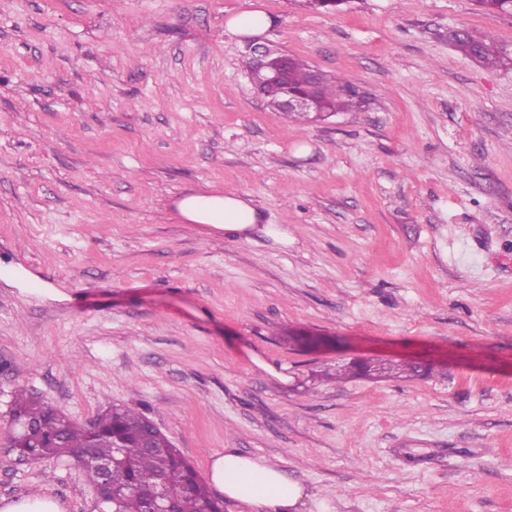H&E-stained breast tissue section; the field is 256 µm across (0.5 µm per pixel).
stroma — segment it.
Segmentation results:
<instances>
[{"mask_svg": "<svg viewBox=\"0 0 512 512\" xmlns=\"http://www.w3.org/2000/svg\"><path fill=\"white\" fill-rule=\"evenodd\" d=\"M247 9L369 105L269 108L226 27ZM190 187L263 222L181 223ZM356 358L437 375L328 381ZM20 388L81 423L137 408L202 476L217 450L264 458L299 512H512V15L0 0V499L98 512L80 468L9 451ZM448 39L467 57L483 65H496L500 62L497 42L491 35L474 37L465 31H451Z\"/></svg>", "mask_w": 512, "mask_h": 512, "instance_id": "obj_1", "label": "stroma"}]
</instances>
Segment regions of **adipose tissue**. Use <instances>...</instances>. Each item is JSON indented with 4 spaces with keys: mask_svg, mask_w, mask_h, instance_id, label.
<instances>
[{
    "mask_svg": "<svg viewBox=\"0 0 512 512\" xmlns=\"http://www.w3.org/2000/svg\"><path fill=\"white\" fill-rule=\"evenodd\" d=\"M175 215L185 224H202L239 236L260 217L244 196L202 188L186 190L175 204ZM208 476L226 498L251 506L255 512H295L304 497L299 482L264 459L243 455L233 448L212 453Z\"/></svg>",
    "mask_w": 512,
    "mask_h": 512,
    "instance_id": "ef3b65f1",
    "label": "adipose tissue"
}]
</instances>
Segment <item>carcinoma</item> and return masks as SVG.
Returning a JSON list of instances; mask_svg holds the SVG:
<instances>
[{"label":"carcinoma","mask_w":512,"mask_h":512,"mask_svg":"<svg viewBox=\"0 0 512 512\" xmlns=\"http://www.w3.org/2000/svg\"><path fill=\"white\" fill-rule=\"evenodd\" d=\"M477 5L490 13L512 14V0H476ZM448 39L467 57L483 65L500 62L497 42L491 35L475 37L465 31H452ZM313 66L306 60L290 57V79L298 91L306 89ZM248 74L254 87L263 97H280L278 85L269 82L268 70L254 58H249ZM319 97L322 108L332 114L352 109L361 101L357 88L344 77L324 76ZM385 371L368 361L342 367L329 378L344 382L354 377H373ZM12 406L17 417L34 426L28 441L18 444L16 454L32 462L55 458L68 460L86 447L90 434L86 427L75 422L51 405L39 401L20 389L15 392ZM150 423L142 412L129 406H114L96 418L98 426L96 454L103 458L117 455L110 481L117 492L116 499L98 502L100 512H144L149 497L160 486L177 503L180 512H224V502L212 496L208 486L188 464L170 440L168 452L156 455L141 447Z\"/></svg>","instance_id":"cac0c4a2"}]
</instances>
